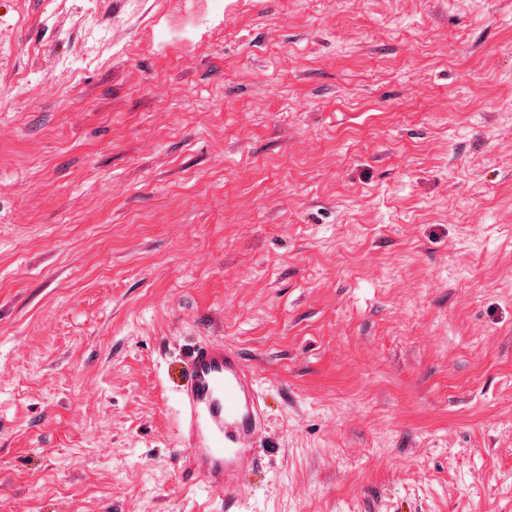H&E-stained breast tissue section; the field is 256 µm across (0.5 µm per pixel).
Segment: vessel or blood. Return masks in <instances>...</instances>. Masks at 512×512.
<instances>
[{"instance_id": "b4317fda", "label": "vessel or blood", "mask_w": 512, "mask_h": 512, "mask_svg": "<svg viewBox=\"0 0 512 512\" xmlns=\"http://www.w3.org/2000/svg\"><path fill=\"white\" fill-rule=\"evenodd\" d=\"M181 400L178 472L182 480L236 493L242 462L255 458L250 443L261 428L262 416L255 377L242 355L221 344L197 347Z\"/></svg>"}]
</instances>
